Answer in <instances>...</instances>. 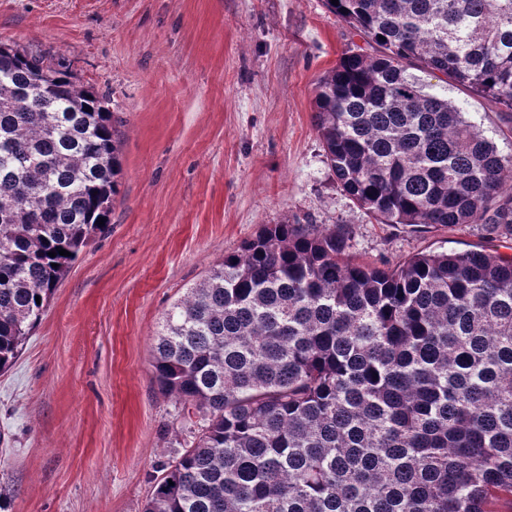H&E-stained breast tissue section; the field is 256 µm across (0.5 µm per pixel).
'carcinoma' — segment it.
Listing matches in <instances>:
<instances>
[{
  "label": "carcinoma",
  "mask_w": 512,
  "mask_h": 512,
  "mask_svg": "<svg viewBox=\"0 0 512 512\" xmlns=\"http://www.w3.org/2000/svg\"><path fill=\"white\" fill-rule=\"evenodd\" d=\"M325 5L375 45L317 82L343 192L381 224L511 237L512 155L417 72L512 112V0ZM122 124L49 53L0 42V372L110 224ZM349 239L265 224L165 311L151 378L193 440L143 512H512V255L380 268Z\"/></svg>",
  "instance_id": "carcinoma-1"
}]
</instances>
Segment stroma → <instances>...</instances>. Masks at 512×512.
I'll return each mask as SVG.
<instances>
[{"mask_svg":"<svg viewBox=\"0 0 512 512\" xmlns=\"http://www.w3.org/2000/svg\"><path fill=\"white\" fill-rule=\"evenodd\" d=\"M0 41L70 64L123 120L110 227L0 374V512H143L188 438L151 380L162 315L262 225H347L350 253L379 266L512 254L478 224L378 223L340 189L316 83L370 48L324 0H0ZM448 98L512 154V112L454 84Z\"/></svg>","mask_w":512,"mask_h":512,"instance_id":"35a3bbf8","label":"stroma"}]
</instances>
